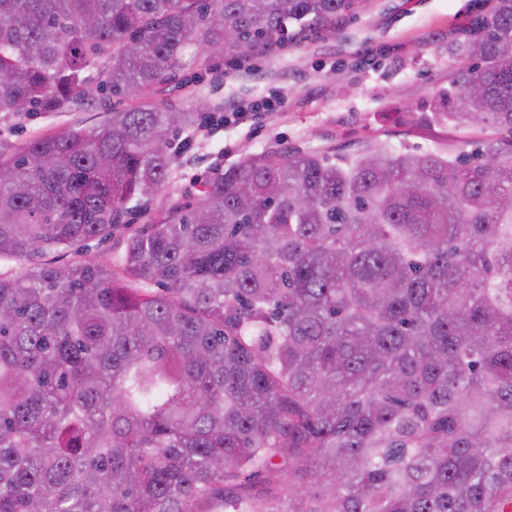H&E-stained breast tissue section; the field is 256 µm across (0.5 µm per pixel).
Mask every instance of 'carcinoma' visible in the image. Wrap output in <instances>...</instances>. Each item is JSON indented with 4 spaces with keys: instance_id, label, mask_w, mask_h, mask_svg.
<instances>
[{
    "instance_id": "carcinoma-1",
    "label": "carcinoma",
    "mask_w": 512,
    "mask_h": 512,
    "mask_svg": "<svg viewBox=\"0 0 512 512\" xmlns=\"http://www.w3.org/2000/svg\"><path fill=\"white\" fill-rule=\"evenodd\" d=\"M354 0H0V113L167 83L185 50L270 54ZM411 127L492 126L470 155L384 142L267 152L127 237L193 112L144 101L0 155V512H512V0ZM288 473V481L282 480ZM265 477V488L242 482Z\"/></svg>"
}]
</instances>
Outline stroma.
Wrapping results in <instances>:
<instances>
[{"instance_id":"1","label":"stroma","mask_w":512,"mask_h":512,"mask_svg":"<svg viewBox=\"0 0 512 512\" xmlns=\"http://www.w3.org/2000/svg\"><path fill=\"white\" fill-rule=\"evenodd\" d=\"M482 0H356L331 32L267 56L215 58L214 70L187 64L176 80L145 93L113 98L118 108L164 102L206 120L170 132L166 187L150 200L128 201L124 227L110 241L89 242L97 259L116 262L128 234L157 222L173 202H199L216 172L254 155L288 150L333 156L380 141L394 149L434 151L470 144L479 132L440 125L409 128L405 110H429L458 67L457 29ZM105 118L98 91L59 112L0 115V147L22 149L38 136Z\"/></svg>"}]
</instances>
